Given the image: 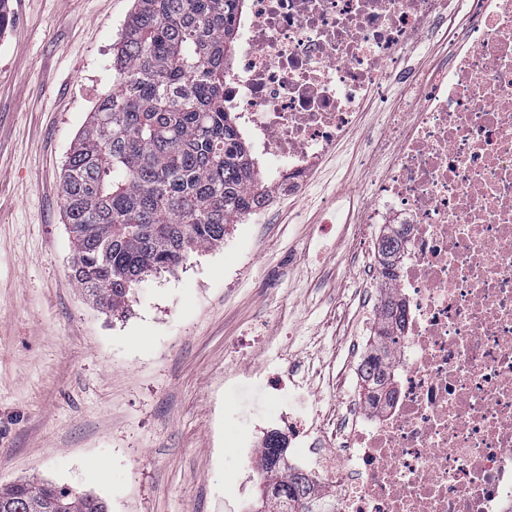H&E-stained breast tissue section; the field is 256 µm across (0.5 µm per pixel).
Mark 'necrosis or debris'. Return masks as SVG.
Segmentation results:
<instances>
[{"instance_id": "necrosis-or-debris-1", "label": "necrosis or debris", "mask_w": 512, "mask_h": 512, "mask_svg": "<svg viewBox=\"0 0 512 512\" xmlns=\"http://www.w3.org/2000/svg\"><path fill=\"white\" fill-rule=\"evenodd\" d=\"M451 2L250 0L235 22L226 93L272 188L304 193L364 105L418 103L368 139L387 166L357 218L405 233L393 394L352 396L330 438L290 431L334 512H512V0H466L443 61L403 67Z\"/></svg>"}]
</instances>
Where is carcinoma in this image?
Masks as SVG:
<instances>
[{
	"mask_svg": "<svg viewBox=\"0 0 512 512\" xmlns=\"http://www.w3.org/2000/svg\"><path fill=\"white\" fill-rule=\"evenodd\" d=\"M244 0H134L114 60L116 90L103 95L66 161L63 197L71 277L107 312L123 314L131 290L191 254L224 241L233 217L267 195L258 162L226 100L224 79ZM403 234L383 236V276L395 277ZM404 322L383 291L379 332L363 365L366 390L389 396L390 343ZM276 435L260 450L258 512H318L321 494L288 466ZM107 512L92 494L41 480L0 488V512Z\"/></svg>",
	"mask_w": 512,
	"mask_h": 512,
	"instance_id": "1",
	"label": "carcinoma"
}]
</instances>
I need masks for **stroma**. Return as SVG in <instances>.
<instances>
[{"mask_svg":"<svg viewBox=\"0 0 512 512\" xmlns=\"http://www.w3.org/2000/svg\"><path fill=\"white\" fill-rule=\"evenodd\" d=\"M134 0H9L0 33V486L44 479L108 512H254L238 444L303 382L308 417L342 413L367 272L338 200L362 207L366 110L300 197L134 288L125 317L70 277L62 176Z\"/></svg>","mask_w":512,"mask_h":512,"instance_id":"stroma-1","label":"stroma"}]
</instances>
